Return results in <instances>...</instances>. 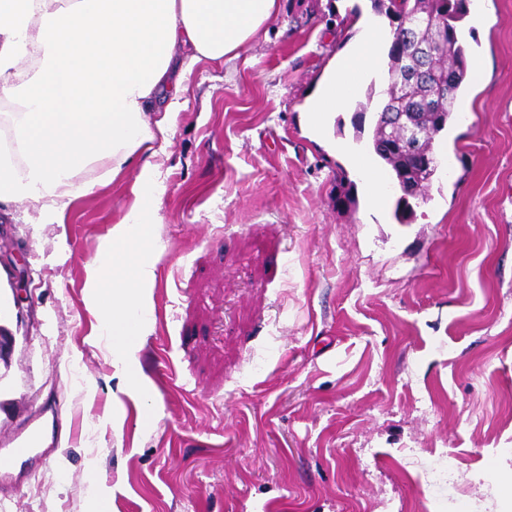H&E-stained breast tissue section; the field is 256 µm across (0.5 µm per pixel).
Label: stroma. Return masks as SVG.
Listing matches in <instances>:
<instances>
[{
	"label": "stroma",
	"instance_id": "35a3bbf8",
	"mask_svg": "<svg viewBox=\"0 0 512 512\" xmlns=\"http://www.w3.org/2000/svg\"><path fill=\"white\" fill-rule=\"evenodd\" d=\"M482 80L397 220L333 145L369 150L377 103L325 138L301 119L358 30L345 0H280L264 32L197 63L170 116L155 323L126 395L86 268L137 201L139 164L59 214L0 209V297L23 322L0 380V448L33 420L47 457L7 466L0 512H499L512 467V0H469ZM348 182L350 200L337 186ZM451 470V479L436 475ZM491 472L500 490V498L502 503V512H510L512 510V469L502 470L496 465L492 467Z\"/></svg>",
	"mask_w": 512,
	"mask_h": 512
}]
</instances>
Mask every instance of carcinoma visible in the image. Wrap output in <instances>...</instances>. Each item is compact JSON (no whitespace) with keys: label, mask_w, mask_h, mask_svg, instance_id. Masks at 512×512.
<instances>
[{"label":"carcinoma","mask_w":512,"mask_h":512,"mask_svg":"<svg viewBox=\"0 0 512 512\" xmlns=\"http://www.w3.org/2000/svg\"><path fill=\"white\" fill-rule=\"evenodd\" d=\"M374 9L397 23L394 36H399L405 19L417 17L421 23L414 28L413 37L419 43H433L432 54L422 59L413 51L402 53L396 44L388 51L389 84L384 91L381 112H416V124L428 130L423 144L429 156H434L435 137L447 129L453 117L457 95L467 82L468 61L464 46L459 40L457 23L467 13V0H372ZM414 69L421 77L408 81L403 72ZM400 139L402 129H394L377 120L372 134L374 153L391 167L400 189L412 182L422 196L432 178L429 172L420 170L401 144L397 150L383 152L379 142L388 137Z\"/></svg>","instance_id":"cac0c4a2"}]
</instances>
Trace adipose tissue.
Wrapping results in <instances>:
<instances>
[{
    "mask_svg": "<svg viewBox=\"0 0 512 512\" xmlns=\"http://www.w3.org/2000/svg\"><path fill=\"white\" fill-rule=\"evenodd\" d=\"M276 8L277 0H0V99L14 107L15 142L0 151V204L62 209L92 191L78 176L95 160L117 176L150 156L136 204L85 283L112 338L115 372L137 397L149 395L137 353L154 322L161 249L154 144L167 137L193 66L238 56ZM359 27L305 110L316 134L366 83L384 78L378 61L392 32L366 5Z\"/></svg>",
    "mask_w": 512,
    "mask_h": 512,
    "instance_id": "adipose-tissue-1",
    "label": "adipose tissue"
}]
</instances>
